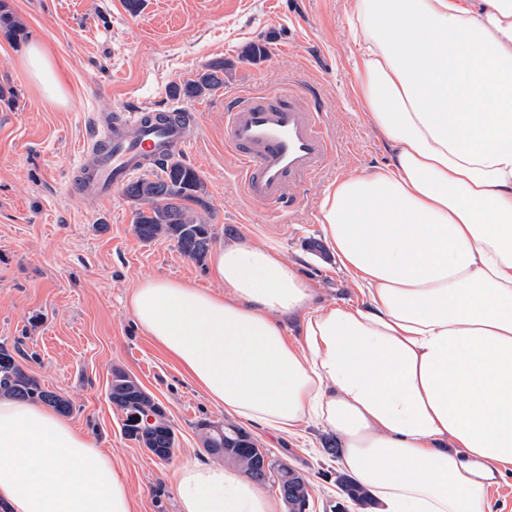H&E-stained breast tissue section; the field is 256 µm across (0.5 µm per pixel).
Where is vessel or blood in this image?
I'll use <instances>...</instances> for the list:
<instances>
[{
	"label": "vessel or blood",
	"mask_w": 512,
	"mask_h": 512,
	"mask_svg": "<svg viewBox=\"0 0 512 512\" xmlns=\"http://www.w3.org/2000/svg\"><path fill=\"white\" fill-rule=\"evenodd\" d=\"M190 126L130 112L82 143L78 168L82 197H111L135 172L182 152ZM224 145L236 158L235 175L251 200L286 211V188L312 184L335 151L320 112L292 89L252 91L225 106Z\"/></svg>",
	"instance_id": "obj_1"
}]
</instances>
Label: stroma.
Returning <instances> with one entry per match:
<instances>
[{"label": "stroma", "instance_id": "stroma-1", "mask_svg": "<svg viewBox=\"0 0 512 512\" xmlns=\"http://www.w3.org/2000/svg\"><path fill=\"white\" fill-rule=\"evenodd\" d=\"M5 4L25 34H0V344L18 348L30 375L72 400L74 425L120 463L137 512H176L173 472L206 455L198 422L231 416L140 331L127 298L153 277L213 291L220 285L207 265L169 239L141 241L123 191L96 202L76 195L78 148L108 114L172 109L171 83L209 62L229 61L223 88L186 104L201 115L184 155L205 183L213 245L249 239L279 247L290 262L308 256L302 271L322 302L361 304L363 294L327 254L318 224L333 181L388 159L352 92L348 0H143L135 13L125 0ZM33 41L49 51L47 79L63 85L67 103L51 100L26 71L22 57ZM258 41L267 56L242 59V48ZM285 86L316 99L336 152L316 183L298 191L294 211L280 218L247 198L236 179L235 159L224 149V103ZM116 368L136 377L166 411L177 442L169 459L152 457L124 435L123 415L107 397ZM248 431L307 479L308 512H331L342 500L340 459L327 450L332 434L314 425L292 436L257 425Z\"/></svg>", "mask_w": 512, "mask_h": 512}]
</instances>
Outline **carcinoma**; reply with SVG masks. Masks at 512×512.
Listing matches in <instances>:
<instances>
[{
  "label": "carcinoma",
  "instance_id": "cac0c4a2",
  "mask_svg": "<svg viewBox=\"0 0 512 512\" xmlns=\"http://www.w3.org/2000/svg\"><path fill=\"white\" fill-rule=\"evenodd\" d=\"M0 31L7 37H16L24 28L8 11L0 9ZM230 66L231 63L222 60L207 64L194 77L172 84L168 90L169 97L193 100L212 94L224 87V70ZM124 193L135 204L132 224L141 241L151 242L166 237L185 257L203 262L212 241L208 223L210 205L204 199V181L183 155H174L150 168L148 174L127 184ZM0 396L43 402L64 414L73 410V403L68 397L44 389L4 345H0ZM109 400L125 415L123 432L126 437L147 448L163 450L176 446L171 423L150 431H142L136 425V415L148 417L157 402L121 369L112 371ZM198 429L202 447L212 455L217 453V449H224V460L239 466L259 484L270 480L279 484L285 477L297 474L284 464L265 472L258 464L252 436L235 424L202 421L198 423ZM342 486L348 500L360 505L371 502L368 491L352 479H346Z\"/></svg>",
  "mask_w": 512,
  "mask_h": 512
}]
</instances>
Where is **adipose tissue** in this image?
<instances>
[{
    "mask_svg": "<svg viewBox=\"0 0 512 512\" xmlns=\"http://www.w3.org/2000/svg\"><path fill=\"white\" fill-rule=\"evenodd\" d=\"M359 106L389 159L337 181L325 247L362 305L324 304L273 245L218 246L223 292L147 279L141 329L245 422L338 437L380 512H493L512 473V0H353ZM300 337L289 341V324ZM179 512H280L237 467L174 473ZM11 512H134L111 454L68 418L0 397Z\"/></svg>",
    "mask_w": 512,
    "mask_h": 512,
    "instance_id": "obj_1",
    "label": "adipose tissue"
}]
</instances>
